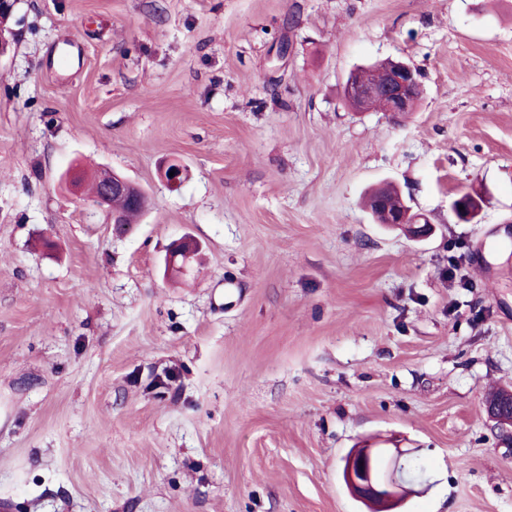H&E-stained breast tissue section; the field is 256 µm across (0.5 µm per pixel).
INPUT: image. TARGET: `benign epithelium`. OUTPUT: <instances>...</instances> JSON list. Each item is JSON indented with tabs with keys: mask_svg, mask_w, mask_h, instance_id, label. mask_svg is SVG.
<instances>
[{
	"mask_svg": "<svg viewBox=\"0 0 512 512\" xmlns=\"http://www.w3.org/2000/svg\"><path fill=\"white\" fill-rule=\"evenodd\" d=\"M369 71L380 72L381 77L368 81L355 76L347 77L343 85V98L353 110L362 112L370 102L382 99L385 111L405 115L414 111L421 93L419 73L409 64L388 59ZM174 176H169V173ZM188 176L187 169L180 163L167 161L160 168V177L172 189L181 186ZM65 188L75 193L83 181V174L77 166L69 167L62 177ZM101 184L100 193L94 199V206L105 212L109 224L117 230L125 225L124 215L112 209V198L122 196L134 206L145 211L149 207V197L142 187L132 180L102 170L98 175ZM380 204L386 207L387 223L393 226L406 225L416 238H426L433 234L434 227L428 221L421 220L396 188L386 185L376 189ZM480 201L473 195L460 194L450 202V211L461 221L472 220ZM380 455V450L371 448L355 449L346 464V487L360 501L369 504L374 512H393L404 499L415 493V485L423 483L422 474L407 467V451L394 449L386 471L375 468L373 457Z\"/></svg>",
	"mask_w": 512,
	"mask_h": 512,
	"instance_id": "7a95c632",
	"label": "benign epithelium"
}]
</instances>
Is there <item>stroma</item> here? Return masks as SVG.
<instances>
[{
    "label": "stroma",
    "instance_id": "obj_1",
    "mask_svg": "<svg viewBox=\"0 0 512 512\" xmlns=\"http://www.w3.org/2000/svg\"><path fill=\"white\" fill-rule=\"evenodd\" d=\"M11 26L0 512H367L364 445L415 449L401 512H512L484 408L512 391V0H16ZM388 57L416 112L351 111ZM73 164L139 184L141 224L113 236ZM383 181L431 238L375 224Z\"/></svg>",
    "mask_w": 512,
    "mask_h": 512
}]
</instances>
